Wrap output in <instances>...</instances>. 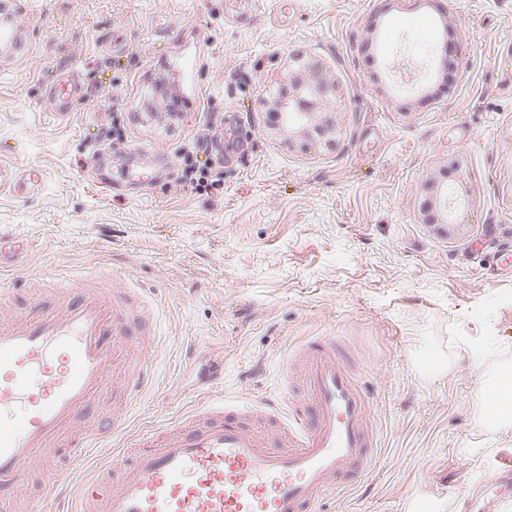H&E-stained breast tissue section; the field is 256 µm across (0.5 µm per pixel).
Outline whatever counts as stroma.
<instances>
[{"label": "stroma", "instance_id": "1", "mask_svg": "<svg viewBox=\"0 0 512 512\" xmlns=\"http://www.w3.org/2000/svg\"><path fill=\"white\" fill-rule=\"evenodd\" d=\"M6 2L20 41L0 44V164L43 179L0 190V232L31 244L0 281L109 273L153 307L157 386L74 484L205 402L278 399L290 348L335 336L379 448L321 512H407L420 495L463 512L512 462V422H490L480 394L512 369V274L478 259L512 243V0H256L244 21L226 0ZM448 45V71L430 72ZM299 52L342 87L341 139L308 152L270 136L265 105ZM64 74L81 92L62 118L48 93ZM212 115L224 181L184 189L179 156ZM114 126L121 140H100ZM458 153L473 203L449 238L417 213Z\"/></svg>", "mask_w": 512, "mask_h": 512}]
</instances>
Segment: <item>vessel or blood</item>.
<instances>
[{"label":"vessel or blood","instance_id":"vessel-or-blood-1","mask_svg":"<svg viewBox=\"0 0 512 512\" xmlns=\"http://www.w3.org/2000/svg\"><path fill=\"white\" fill-rule=\"evenodd\" d=\"M76 84L57 83L52 112L72 110ZM39 173L0 169V187H36ZM11 289H0L10 306ZM128 300L108 275L43 278L26 303L0 317V512H11L27 480L26 465L53 452L64 469L43 479L45 499L69 493L66 472L124 427L103 394L122 369L123 399L132 403L153 383L155 339L133 333ZM286 379L303 378L307 401L283 396L257 408L276 434L241 421L237 407L206 404L184 416L161 441L146 438L113 455L79 492V512H319L341 481L369 473L378 446L367 401L335 340L308 338L294 348ZM94 412L93 425L74 422ZM496 491L485 512H512V464L496 467Z\"/></svg>","mask_w":512,"mask_h":512}]
</instances>
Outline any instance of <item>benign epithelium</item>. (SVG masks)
I'll list each match as a JSON object with an SVG mask.
<instances>
[{"label": "benign epithelium", "instance_id": "7a95c632", "mask_svg": "<svg viewBox=\"0 0 512 512\" xmlns=\"http://www.w3.org/2000/svg\"><path fill=\"white\" fill-rule=\"evenodd\" d=\"M338 90L336 81L326 77L317 64L297 60L289 68L284 84L268 99L273 116L268 126L270 134L302 151L335 142L340 127L329 104ZM425 188L429 195L421 210L422 223L432 224L438 233L448 236L458 231L461 224L451 219L452 211L460 204L455 186L430 178Z\"/></svg>", "mask_w": 512, "mask_h": 512}]
</instances>
